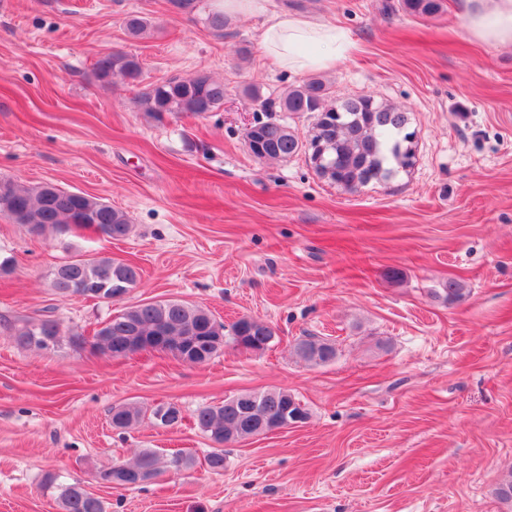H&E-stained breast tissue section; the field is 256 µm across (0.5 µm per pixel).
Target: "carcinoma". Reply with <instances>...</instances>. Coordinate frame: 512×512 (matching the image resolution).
<instances>
[{
  "label": "carcinoma",
  "mask_w": 512,
  "mask_h": 512,
  "mask_svg": "<svg viewBox=\"0 0 512 512\" xmlns=\"http://www.w3.org/2000/svg\"><path fill=\"white\" fill-rule=\"evenodd\" d=\"M402 11L415 16L431 17L443 9V0H399ZM128 33L140 37L147 33L146 17L131 13L124 18ZM142 67L139 60L122 51H113L95 63L98 82L109 85L117 80L133 83L139 79ZM251 100L260 103L266 119H258L245 132V139L258 147L256 159L261 161L287 160L303 152L316 175L337 187L356 192L371 183L385 182L401 170L413 167L416 158V133L409 130L407 113L383 104L371 95H351L336 99L331 87L319 78H309L289 88L277 98H264L260 90L249 86L244 90ZM138 103L156 119L167 113L185 112L200 115L214 112L224 105V82L206 72L188 78H171L142 93ZM274 112L307 113L315 122L310 137L302 141L288 124L272 117ZM325 162L317 163V156ZM0 199L8 202L14 223L23 225L32 236L48 231L58 234L78 228L101 232L109 239L128 235L127 214L99 199L71 192L57 186L43 185L25 188L10 180H0ZM51 285L61 296L80 293L96 298L98 293L120 299L141 280L140 268L125 260L109 257L77 255L56 265L50 272ZM192 326L199 336L224 335V325L213 314L181 300L152 301L129 307L110 317L105 327L96 331L91 348L114 358L130 336H152L164 328ZM233 343H242L252 352L267 350L275 339L273 328L266 322L243 317L230 326ZM18 344L45 348L48 338L55 339L53 348L73 341L60 324L51 319L25 322L14 329ZM296 351L304 360L325 364L336 357V348L319 339H304ZM255 403L244 411L239 397L224 400L221 405L200 407L195 415L198 428L208 437H221V442L236 443L258 435L253 428L255 417L271 418L291 409L309 418L308 408L296 396L284 389L253 393ZM170 404L154 408L119 405L112 408V427L130 428L144 418L159 420L169 411ZM206 469L215 475L224 472V449L214 448L204 457ZM196 459L176 452L166 461L167 469L181 473L191 470ZM162 473L160 458L152 449L141 450L131 462L114 464L99 470L97 482L110 487L112 479L123 477L129 487L147 483ZM62 512H106L104 501L81 485H59Z\"/></svg>",
  "instance_id": "carcinoma-1"
}]
</instances>
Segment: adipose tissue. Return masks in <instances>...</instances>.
<instances>
[{
  "instance_id": "ef3b65f1",
  "label": "adipose tissue",
  "mask_w": 512,
  "mask_h": 512,
  "mask_svg": "<svg viewBox=\"0 0 512 512\" xmlns=\"http://www.w3.org/2000/svg\"><path fill=\"white\" fill-rule=\"evenodd\" d=\"M464 15L475 40L512 46V0H465ZM263 43L278 63L302 72L330 68L355 49L343 30L287 12L266 20Z\"/></svg>"
}]
</instances>
